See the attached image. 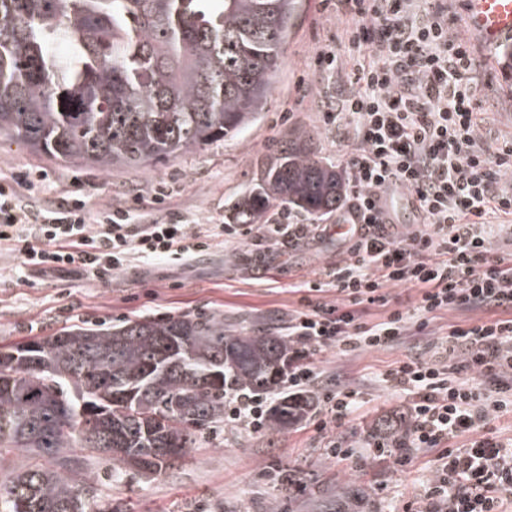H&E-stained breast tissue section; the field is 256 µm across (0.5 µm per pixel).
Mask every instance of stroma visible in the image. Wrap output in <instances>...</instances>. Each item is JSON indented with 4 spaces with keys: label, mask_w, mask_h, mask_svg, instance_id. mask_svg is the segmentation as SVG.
Masks as SVG:
<instances>
[{
    "label": "stroma",
    "mask_w": 512,
    "mask_h": 512,
    "mask_svg": "<svg viewBox=\"0 0 512 512\" xmlns=\"http://www.w3.org/2000/svg\"><path fill=\"white\" fill-rule=\"evenodd\" d=\"M346 26V19L323 9L320 0H300L266 109L235 138L188 149L153 166L107 172L69 164L34 152L17 139L0 137V173H45L44 181L22 193L23 203L35 208L71 194L82 196L95 211L134 195L149 208L156 187L163 186L169 192L166 211L202 224L231 223L232 201L249 185L268 146L285 133L306 130L320 158L343 166L342 153L319 118L323 78L314 68V57L327 44L348 55ZM474 48L483 63L478 97L490 103L486 127L492 136H510L512 70L482 43ZM342 251V240L333 235L294 247L216 241L185 262L133 260L107 285L75 270L31 274L14 255L1 251L0 348L72 325H115L183 314L220 315L226 327L237 331L272 327L282 332L289 310L298 306L292 284L315 279ZM421 350V343L410 338L387 349L346 356L330 349L317 355L325 377L359 394L358 409L336 429L339 437L364 445L375 420L392 412L409 413L410 397L387 388L381 375ZM316 424L311 414L280 433L214 429L199 437L189 457L176 460L152 480L135 474L113 479L111 459L100 455L87 465L85 478L94 500H121L127 512H336V494L347 486L363 497V512H398L423 494L430 453L414 452L411 466L401 473L395 472L389 456L329 458Z\"/></svg>",
    "instance_id": "obj_1"
}]
</instances>
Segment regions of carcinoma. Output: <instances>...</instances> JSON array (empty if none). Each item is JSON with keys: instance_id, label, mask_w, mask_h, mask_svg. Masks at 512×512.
Wrapping results in <instances>:
<instances>
[{"instance_id": "obj_1", "label": "carcinoma", "mask_w": 512, "mask_h": 512, "mask_svg": "<svg viewBox=\"0 0 512 512\" xmlns=\"http://www.w3.org/2000/svg\"><path fill=\"white\" fill-rule=\"evenodd\" d=\"M298 0H0V134L37 153L110 170L232 137L264 111ZM63 39L62 58L51 45ZM342 174L297 131L273 145L233 208L261 224L279 204L313 219L343 204ZM0 457L47 459L3 478L0 512H124L91 505L77 450L112 476L161 475L224 423V392L277 391L268 427L313 399L284 386L288 337L237 332L220 315L72 325L0 349ZM384 415L373 431L397 436Z\"/></svg>"}]
</instances>
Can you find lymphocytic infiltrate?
<instances>
[{
  "label": "lymphocytic infiltrate",
  "instance_id": "lymphocytic-infiltrate-1",
  "mask_svg": "<svg viewBox=\"0 0 512 512\" xmlns=\"http://www.w3.org/2000/svg\"><path fill=\"white\" fill-rule=\"evenodd\" d=\"M332 3L350 21L346 36L355 55L345 59L327 45L315 65L336 78L324 92L321 121L343 151L346 209L339 221L352 232L336 263L293 286L301 298L288 315V388L318 390L326 455L353 457L352 445L332 428L357 409L358 394L320 385L315 356L330 348L342 355L390 348L427 335L445 313L488 312L487 320L450 327L435 343L439 356L410 355L383 373V383L411 396V425L369 450L381 456L397 449L403 468L409 449L432 452L425 495L404 512H501L512 497V443L489 437L486 423L512 410V253L495 252L498 239L512 236V188L501 182L512 171V138L492 147L483 139L476 55L457 34L448 0ZM33 179L27 169L0 179V248L25 269L77 266L104 285L136 257L184 261L219 237L295 245L329 230L291 220L195 231L178 213L153 218L135 198L97 213L66 196L33 211L18 200ZM394 187L413 197L422 223H387L379 200ZM393 285L416 290L411 306H393ZM373 306L386 315L369 323ZM270 402L267 395L226 392L225 426L262 431ZM463 436L467 447H453Z\"/></svg>",
  "mask_w": 512,
  "mask_h": 512
}]
</instances>
